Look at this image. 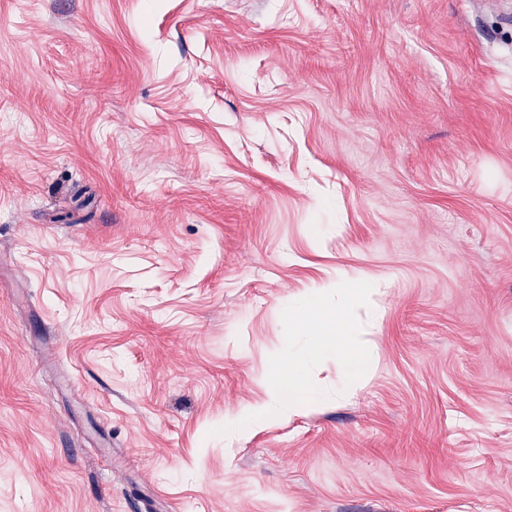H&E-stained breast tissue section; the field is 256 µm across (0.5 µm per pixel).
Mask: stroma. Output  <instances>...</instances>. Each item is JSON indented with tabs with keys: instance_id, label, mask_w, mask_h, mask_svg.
Instances as JSON below:
<instances>
[{
	"instance_id": "obj_1",
	"label": "stroma",
	"mask_w": 512,
	"mask_h": 512,
	"mask_svg": "<svg viewBox=\"0 0 512 512\" xmlns=\"http://www.w3.org/2000/svg\"><path fill=\"white\" fill-rule=\"evenodd\" d=\"M0 512H512V0H0Z\"/></svg>"
}]
</instances>
